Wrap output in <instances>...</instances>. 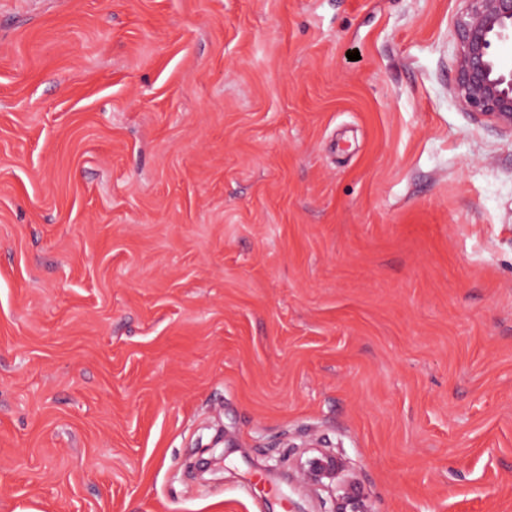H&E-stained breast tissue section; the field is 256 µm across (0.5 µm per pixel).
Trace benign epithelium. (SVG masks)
Wrapping results in <instances>:
<instances>
[{"label":"benign epithelium","instance_id":"1","mask_svg":"<svg viewBox=\"0 0 512 512\" xmlns=\"http://www.w3.org/2000/svg\"><path fill=\"white\" fill-rule=\"evenodd\" d=\"M452 37L456 43L454 94L468 111L512 133V0H463ZM339 457L321 450L300 463L303 485L334 490L332 512H372L361 485Z\"/></svg>","mask_w":512,"mask_h":512}]
</instances>
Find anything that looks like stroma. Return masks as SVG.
Returning a JSON list of instances; mask_svg holds the SVG:
<instances>
[{
    "label": "stroma",
    "instance_id": "stroma-1",
    "mask_svg": "<svg viewBox=\"0 0 512 512\" xmlns=\"http://www.w3.org/2000/svg\"><path fill=\"white\" fill-rule=\"evenodd\" d=\"M462 7L0 0V512H329L310 445L373 512H512V134L453 94Z\"/></svg>",
    "mask_w": 512,
    "mask_h": 512
}]
</instances>
